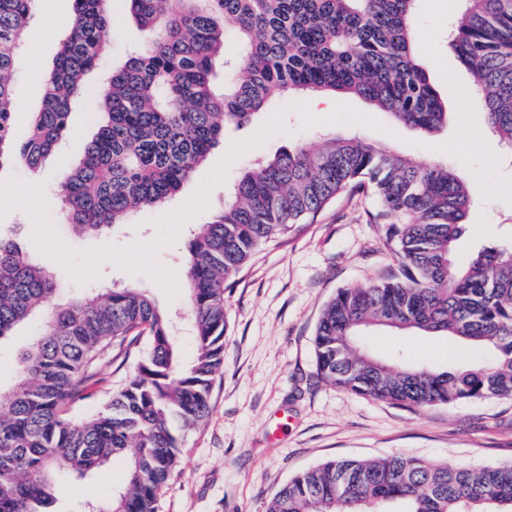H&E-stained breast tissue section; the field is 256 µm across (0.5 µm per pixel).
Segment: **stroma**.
Listing matches in <instances>:
<instances>
[{
    "instance_id": "1",
    "label": "stroma",
    "mask_w": 512,
    "mask_h": 512,
    "mask_svg": "<svg viewBox=\"0 0 512 512\" xmlns=\"http://www.w3.org/2000/svg\"><path fill=\"white\" fill-rule=\"evenodd\" d=\"M112 40L100 71L87 75L96 88L101 70L122 63L144 33L131 20L125 0H109ZM72 0H35L27 30L40 44L23 53L13 78L16 108L12 139L23 140L40 106L43 79L65 34ZM461 0H419V60L448 100V124L425 138L391 120L364 100L333 97L327 112L306 108L299 97L268 106L224 139L181 193L135 214L102 236L79 235L60 221L56 189L74 167L94 132L88 104L74 106L71 133L39 169H0V232L12 236L36 263L52 271L66 295L89 288L148 289L159 305L176 313L183 356L193 345L184 289L187 235L208 223L224 204L229 185L255 159L316 139L357 134L365 140L428 162L455 167L474 206L455 252L466 264L483 248L512 243V150L489 144L481 108L470 97L471 77L447 39ZM58 26L45 29L44 14ZM41 200L38 210L27 196ZM386 224L367 192L342 195L314 221L268 244L224 290V371L217 377L205 421L182 433L180 465L163 488L157 512H268L274 494L297 473L324 461L379 459L394 454L433 465H494L512 462V399L489 398L452 406L395 405L341 390L316 372L314 333L325 304L343 287L386 275L396 258L386 244ZM39 325L31 320L0 341V386L18 375V355ZM378 356L404 353L412 363L461 367L486 364L487 354L444 336L382 332L368 340ZM147 352L111 349L97 368L103 379L89 405L100 409L121 389ZM122 461L87 480H71L60 502L102 499L121 483Z\"/></svg>"
}]
</instances>
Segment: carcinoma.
Segmentation results:
<instances>
[{"mask_svg":"<svg viewBox=\"0 0 512 512\" xmlns=\"http://www.w3.org/2000/svg\"><path fill=\"white\" fill-rule=\"evenodd\" d=\"M32 0H0V169H36L69 132L84 76L108 45V0H73L69 35L44 81L29 135L12 141L11 81ZM141 48L94 91L98 122L82 162L66 170L63 220L101 235L175 196L227 127L274 100L358 96L421 136L448 124V106L418 58L417 0H127ZM449 43L473 78L485 122L512 144V0H463ZM367 189L387 221L396 273L342 288L314 334L316 367L339 388L427 407L512 398V244L453 262L472 199L456 169L419 162L357 136L305 142L242 171L224 208L192 231L185 289L195 353L143 288H105L59 302L65 286L0 235V340L42 318L0 388V512H64L58 482L120 459L123 486L69 512H156L180 460V432L206 419L224 366V283L273 239L337 196ZM371 329L445 335L491 362L457 368L383 359ZM147 339L134 375L90 415H76L113 346ZM400 510L395 511L392 506ZM269 512H512V463L434 466L405 455L325 461L290 479Z\"/></svg>","mask_w":512,"mask_h":512,"instance_id":"carcinoma-1","label":"carcinoma"}]
</instances>
